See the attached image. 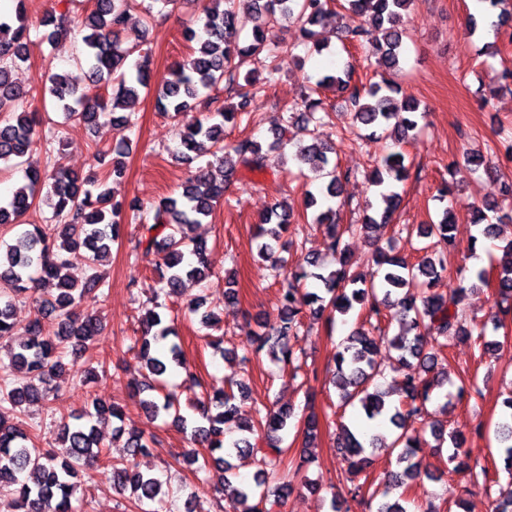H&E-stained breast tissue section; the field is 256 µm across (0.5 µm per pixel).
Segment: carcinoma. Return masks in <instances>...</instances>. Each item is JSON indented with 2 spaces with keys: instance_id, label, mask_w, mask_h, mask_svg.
<instances>
[{
  "instance_id": "cac0c4a2",
  "label": "carcinoma",
  "mask_w": 512,
  "mask_h": 512,
  "mask_svg": "<svg viewBox=\"0 0 512 512\" xmlns=\"http://www.w3.org/2000/svg\"><path fill=\"white\" fill-rule=\"evenodd\" d=\"M201 30L186 31L190 43L185 58L175 64L156 84V106L172 114L179 124L176 158L193 161L191 153L201 144L211 143L214 161L198 167L182 185L176 196L165 197L154 207L152 223H143L142 208L135 202L116 198L107 187L113 175H121L115 167L100 179H91L53 163L43 171L29 169L26 182L15 188L11 196L0 201V226L22 224L24 215L46 205L52 209L47 224H34L18 230L14 238L0 245V351H7L8 364L0 362V405L8 404L21 414L33 405L46 404L60 396L57 378L66 369L65 353L87 352L94 338L103 330L101 318L82 305L97 298L104 287L100 274L94 272L82 285L68 274L66 254L82 250L94 270L110 256L112 247L122 242V225L127 220L139 222L141 229L134 258L157 254L154 267L157 285L152 301L160 296H178L205 281L212 268L211 250L207 243L189 235L196 224L209 222L218 203L224 198L225 183L243 166L253 171L264 167L262 144L250 137L227 144L226 125L235 126L250 120L248 108L254 98L265 91L280 73L278 60L320 54L327 44L317 37L315 27L333 13L330 0H206ZM414 0H343L336 12L342 38L363 47L364 60L376 59L382 71L400 69L407 37L403 15ZM133 0H93V8L79 23L83 32L88 86L84 90L71 85L65 74L40 76L44 91L67 120L88 125L99 119L130 122L125 114L139 99L140 91L150 86L148 57L137 60L133 67L127 61L144 41V31H129V11ZM252 12L254 25L251 40L241 42L237 29L240 5ZM292 23L298 35L293 43L273 38L276 28ZM47 24L54 26L49 39L67 35L72 25L68 12L51 16ZM30 27L26 0H15L14 15L0 18V165L22 167L30 153L62 139L56 128L45 129L38 111H18L25 93L12 80V69L26 59ZM264 56L265 81L256 82L253 71L240 75L245 59ZM354 67L346 65L333 74L322 76L316 87L304 89L302 111L292 109L285 124L273 132L271 150L292 147L291 160L299 170H306L319 181V192L332 200L340 196L343 181L350 173L339 168L330 154L335 149L317 135L323 124V100L317 88L334 87L347 94L353 121L368 130L371 140L388 139L385 153L376 160L371 182L379 188L384 203L380 216L366 215L361 224L339 223V213L328 204L314 212L311 223L324 227L325 236L336 256V267L327 273L310 254L300 255L288 275L284 276L278 294L277 315L259 323L254 336L256 351H266L281 364L284 372L298 376L302 359L298 336L304 317L315 320L325 312L342 316L356 315V326L342 339L336 353L335 385L340 390L342 407L359 405L369 422L384 420L399 433L386 440L369 430L353 431L342 426L337 448L347 468L337 472L338 482L348 483L347 494L353 499L365 498L368 477L366 468L371 456L385 451L395 456L400 470L389 473L387 482L394 488L408 486L420 473L418 450L428 444L427 432L444 446L451 441L455 451L448 454V464L466 465L457 448L461 438L446 435V427L429 411L435 390L443 382L437 377L439 364L446 360L448 339L470 336L462 304L473 288L486 287L489 281L482 269L462 278L457 288L447 294L434 287L447 270L446 252L452 245L454 215L450 207L442 210L439 220L417 227V234L431 240L422 247L424 255L409 263L391 250L376 247L370 273L357 269L346 250L340 248L345 234L370 235L374 228L389 223L391 213L400 204L398 184L410 177L401 144L418 128L420 104L413 99H397L399 86L390 79L359 86L352 82ZM238 98L232 110L219 104L220 85ZM203 118H191L194 111ZM399 118L392 125L390 121ZM485 159L465 152L448 164V175L454 177L463 168L480 167ZM503 202L485 203L473 214V222L483 225L480 235L486 239L500 237V215L504 202L512 201V181L502 185ZM293 224V214L285 202L270 207L258 225L256 237L258 257L270 262L273 269L284 268L278 252L290 247L303 251V244L286 240L285 233ZM500 275L494 288L498 302H512V237L498 246ZM29 298L35 315L25 329L23 341L12 322L15 302ZM390 319L402 324V331L389 340L395 352L391 370L402 374V399L393 404L378 379L383 375L375 359L376 346L369 329L378 328ZM139 353L145 361L149 380L131 384L132 397L152 419L164 413L179 423L189 437L191 447L182 453L184 461L195 467L202 480L216 473L219 494L242 503L255 495V490L234 480L230 458L247 452L262 465L256 485L264 487L258 503L243 512H263L260 504L280 507L294 490L284 470L288 468L281 447V433L295 419L294 408L279 406L265 409L256 419L239 421L237 398L245 397L247 385L242 380L228 379L221 386L212 385L202 400L191 405L193 418L182 413L171 396L158 402L154 393L163 389L169 363L185 365L180 347L173 343L167 350L152 353L173 334L162 325L158 312L149 309L142 322ZM125 406L120 402L92 401L90 407L71 415V420L58 423L57 445L37 447L28 431L0 415V491L8 492L7 507L11 512H78L73 505L80 470L97 465L101 459L100 436L93 421H123ZM421 425V430L408 432L405 420ZM495 439L501 448L503 469L512 476V391L503 400V410L496 423ZM151 440L132 431L126 440L127 457L111 461L106 476L119 493L131 491L138 505L156 502L161 493L160 481L149 472L134 468V460L149 454Z\"/></svg>"
}]
</instances>
